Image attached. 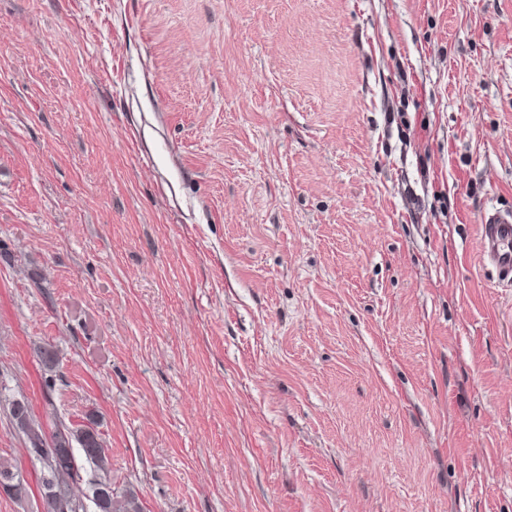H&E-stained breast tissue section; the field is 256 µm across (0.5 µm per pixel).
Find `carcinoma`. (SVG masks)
I'll return each mask as SVG.
<instances>
[{
  "instance_id": "obj_1",
  "label": "carcinoma",
  "mask_w": 512,
  "mask_h": 512,
  "mask_svg": "<svg viewBox=\"0 0 512 512\" xmlns=\"http://www.w3.org/2000/svg\"><path fill=\"white\" fill-rule=\"evenodd\" d=\"M37 358L44 372L51 373L59 363V355L53 346L37 348ZM12 417L18 430L25 436L30 449L42 451L40 495L44 512H65L72 503L73 486L80 478V465L74 447H79L82 458L97 472V479L89 483V495L97 512H143L137 497L129 490L118 491L110 475V458L105 441L95 428L94 419L80 427L55 426L48 433L43 424L31 413L23 401L10 403ZM8 482L15 489L14 496L27 494L24 480L17 468L7 460L0 461V485Z\"/></svg>"
}]
</instances>
